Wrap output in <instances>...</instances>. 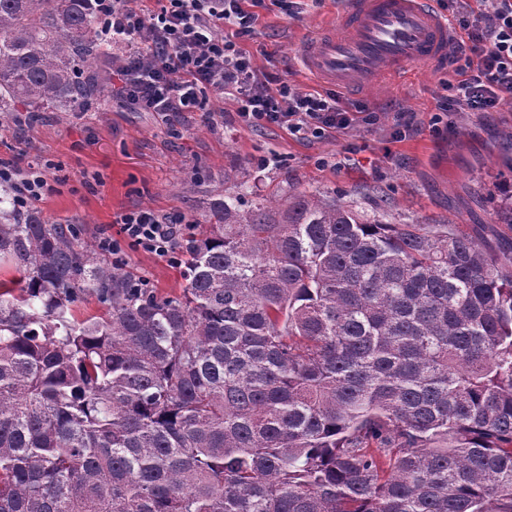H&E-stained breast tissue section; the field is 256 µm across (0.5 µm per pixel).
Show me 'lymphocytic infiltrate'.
Listing matches in <instances>:
<instances>
[{"instance_id": "lymphocytic-infiltrate-1", "label": "lymphocytic infiltrate", "mask_w": 512, "mask_h": 512, "mask_svg": "<svg viewBox=\"0 0 512 512\" xmlns=\"http://www.w3.org/2000/svg\"><path fill=\"white\" fill-rule=\"evenodd\" d=\"M104 35L122 42L126 53L112 67V95L141 112H202L204 91L228 97L239 125L276 127L301 139H319L376 115L357 118L339 95L281 82L257 66L240 39L255 29L259 0H164L159 10L140 0H89ZM465 37L452 60L457 81L441 83L432 124L448 112H500L512 105V0H494L491 11L475 13L469 0H454ZM183 216L145 208L122 213L119 231L100 232L99 250L121 262L134 247L171 264L179 263Z\"/></svg>"}]
</instances>
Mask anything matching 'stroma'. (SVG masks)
I'll list each match as a JSON object with an SVG mask.
<instances>
[{"instance_id":"stroma-1","label":"stroma","mask_w":512,"mask_h":512,"mask_svg":"<svg viewBox=\"0 0 512 512\" xmlns=\"http://www.w3.org/2000/svg\"><path fill=\"white\" fill-rule=\"evenodd\" d=\"M339 0H322L289 19L276 6L261 10L243 48L286 81L311 88L315 79L300 59V46L331 25ZM451 69H410L403 78L363 93L343 92L350 110L378 112V125L356 126L324 139L301 140L276 129L211 125L199 115L138 112L121 104H92L71 112H45L32 125L0 127V160L26 166L45 160L58 183L36 204L63 224H80L90 238L123 211L145 207L159 213L203 215L224 193L225 171H235L248 199L284 194L289 186L337 195L367 209L392 203L401 221L459 224L477 242L502 232L494 209L512 194V149L501 136L512 131V110L457 112L449 128L435 132L434 92ZM415 113L419 129L392 139L397 112ZM268 160L264 168L255 157ZM195 177L194 189L183 186ZM124 266L147 276L161 294H179L182 269L129 248Z\"/></svg>"}]
</instances>
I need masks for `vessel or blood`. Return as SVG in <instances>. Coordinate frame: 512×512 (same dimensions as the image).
Instances as JSON below:
<instances>
[{
  "label": "vessel or blood",
  "mask_w": 512,
  "mask_h": 512,
  "mask_svg": "<svg viewBox=\"0 0 512 512\" xmlns=\"http://www.w3.org/2000/svg\"><path fill=\"white\" fill-rule=\"evenodd\" d=\"M459 37L435 0H344L333 29L300 50L305 69L342 90H368L409 68H443Z\"/></svg>",
  "instance_id": "vessel-or-blood-1"
}]
</instances>
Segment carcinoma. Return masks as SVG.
<instances>
[{"instance_id": "obj_1", "label": "carcinoma", "mask_w": 512, "mask_h": 512, "mask_svg": "<svg viewBox=\"0 0 512 512\" xmlns=\"http://www.w3.org/2000/svg\"><path fill=\"white\" fill-rule=\"evenodd\" d=\"M118 56L89 0H0L6 116ZM5 192L0 512H512V237L226 191L161 296Z\"/></svg>"}]
</instances>
